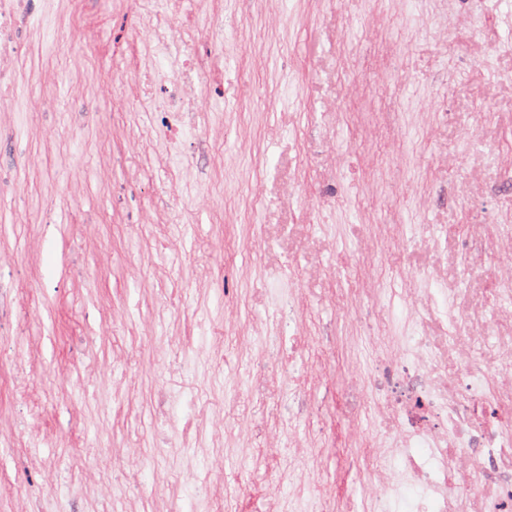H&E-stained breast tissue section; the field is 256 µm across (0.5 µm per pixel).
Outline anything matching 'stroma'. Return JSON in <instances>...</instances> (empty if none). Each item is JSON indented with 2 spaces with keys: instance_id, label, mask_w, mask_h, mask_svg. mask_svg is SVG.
Listing matches in <instances>:
<instances>
[{
  "instance_id": "obj_1",
  "label": "stroma",
  "mask_w": 512,
  "mask_h": 512,
  "mask_svg": "<svg viewBox=\"0 0 512 512\" xmlns=\"http://www.w3.org/2000/svg\"><path fill=\"white\" fill-rule=\"evenodd\" d=\"M122 0H46L24 30L0 90V512H166L189 495L186 470L222 463L252 469L221 428L205 448L169 455L146 334L202 346L224 331L216 363L172 369L169 391L185 403L222 406L228 382L245 377L238 354L247 325L278 313L262 254L241 245L268 216L259 199L281 161L326 150L303 102L320 24L299 0H279L278 35L237 6L252 42L224 55L228 92L209 113L194 165L173 182L167 145L153 133L148 101L116 104L106 88L145 57L120 20ZM42 101L23 109V97ZM253 198L244 224L224 209ZM234 276L225 305L219 269ZM344 449L315 448L319 485L338 479L360 499L364 479ZM268 492L242 479L218 490L215 512H264Z\"/></svg>"
}]
</instances>
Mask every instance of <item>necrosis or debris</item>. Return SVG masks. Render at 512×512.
I'll return each instance as SVG.
<instances>
[{
    "label": "necrosis or debris",
    "mask_w": 512,
    "mask_h": 512,
    "mask_svg": "<svg viewBox=\"0 0 512 512\" xmlns=\"http://www.w3.org/2000/svg\"><path fill=\"white\" fill-rule=\"evenodd\" d=\"M126 2L135 40L154 57L175 59L172 69L149 66L145 73L158 115L155 131L169 144L170 163L184 167L196 117L224 94L215 71L227 39L222 0H215L203 29L184 13L182 0ZM313 2L325 30L313 97L335 96L337 72L347 73L355 142L375 163L401 171L406 204L389 206L385 175L362 172L371 207L346 229L355 248L337 251L327 275L309 276L297 259L323 244L326 216L344 206L338 189L348 173L336 150L304 173L285 167L283 188L307 186L318 202L300 213L281 208L278 223L247 246L270 255L268 277L283 291L279 312L293 333L284 336L282 328L263 322L253 326L252 395L225 405L224 418L237 428L240 455L264 447L271 462L254 479L271 485L278 481L281 445L298 457L311 448L350 444L349 469L368 477L362 502L327 482L316 500L289 502L288 512H391L408 486L420 490L411 512H512V147L489 154L474 148L475 139L492 143L496 132L512 131V82L490 81L482 64L487 45L479 40L459 43L430 81L441 112L401 105L391 78L418 67L420 43L447 45L449 32L465 23L488 31L511 26L512 0H412L394 40L383 13L371 11L362 24L366 54L349 35L344 0ZM41 10L42 0H0V88L20 50L17 29ZM463 72L468 79L462 85ZM426 121L440 150L436 167L424 174L408 142ZM459 159L469 173L459 184L456 208L436 223H416L417 215L436 213L448 164ZM488 187L496 190L490 222L467 224L471 199ZM381 258L404 261L400 289L386 288L378 276ZM318 290L338 308L337 324L349 343L368 352L366 360L353 362L351 377L360 396L357 412L377 421L378 431L353 424L339 434L314 425L321 413L309 405L308 393L323 373L334 371L336 355L335 337L312 335L302 318ZM398 300L405 308L400 316ZM311 351L317 359L297 368ZM284 422L297 428L285 440L278 434Z\"/></svg>",
    "instance_id": "necrosis-or-debris-1"
}]
</instances>
